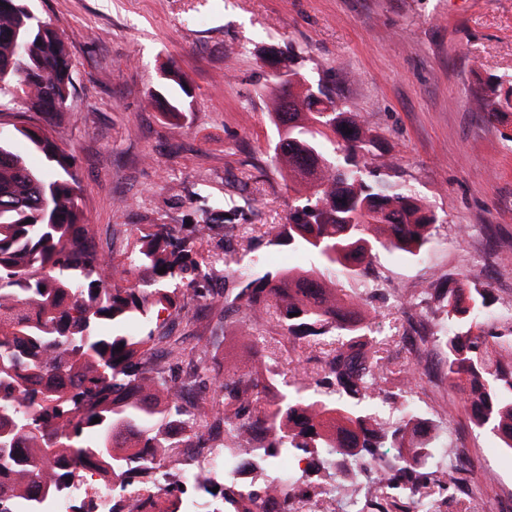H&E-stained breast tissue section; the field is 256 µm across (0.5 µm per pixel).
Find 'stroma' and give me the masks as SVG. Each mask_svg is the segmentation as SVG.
<instances>
[{
	"label": "stroma",
	"mask_w": 512,
	"mask_h": 512,
	"mask_svg": "<svg viewBox=\"0 0 512 512\" xmlns=\"http://www.w3.org/2000/svg\"><path fill=\"white\" fill-rule=\"evenodd\" d=\"M36 13L69 36L74 90L53 135L82 176L83 208L98 250L123 257L144 224H193L202 212H241L232 239L204 237L202 252L232 253L213 268V284L233 297L240 272L315 266L308 254L251 247L265 224L285 223L301 195L289 190L273 158L277 133L269 94L271 59L292 62L325 85L378 137L375 159L391 180L436 216L416 256L381 252L370 272L331 279L361 297L360 311L395 364L421 359L416 388L441 443L469 467L445 512H502L512 496V450L475 427L461 393L443 378L442 350L418 351L402 335L394 293L412 295L448 276L490 289L482 318L503 331L512 311V112L492 117L474 104L479 83L512 80V0H32ZM177 69L190 92L167 81ZM183 100L174 119L150 102L153 92ZM36 115L21 104L0 108V140L26 163L42 156L17 131ZM386 289L387 299L371 296ZM240 313L200 301L178 324L191 353L178 373L221 365L253 366L265 347L281 380L296 390L298 370H316L318 348L292 346L278 326L241 331Z\"/></svg>",
	"instance_id": "35a3bbf8"
}]
</instances>
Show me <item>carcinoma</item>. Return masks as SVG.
Listing matches in <instances>:
<instances>
[{
    "instance_id": "carcinoma-1",
    "label": "carcinoma",
    "mask_w": 512,
    "mask_h": 512,
    "mask_svg": "<svg viewBox=\"0 0 512 512\" xmlns=\"http://www.w3.org/2000/svg\"><path fill=\"white\" fill-rule=\"evenodd\" d=\"M282 70L274 156L288 188L305 196L261 240L313 255L320 267L244 272L230 307L249 330L274 315L292 343L321 347L320 369L303 371L314 394L306 401L281 392L267 366L175 378L169 363L186 355L180 337L128 330L159 310L169 322L180 318L196 297L218 302L196 243L206 233L233 235L237 214L221 224L204 215L190 227L144 224L120 266L99 252L80 206L76 158L51 132L73 89L68 38L32 16L26 0H0V101L31 104L39 123L19 133L48 168L37 174L0 144V512L15 500L41 512L85 470L129 481L177 443L173 427L202 450L224 438L228 467L258 450L272 466L306 462L247 497L226 486L216 494L210 480L199 485L220 496L212 512H267V488L279 512H302L323 497L336 503L333 512H439L449 482L462 479L457 457L430 456L440 433L415 401L416 364L389 368L355 300L324 280L338 266L363 276L379 249L419 254L436 217L387 179L388 165L373 164L376 136L356 113L293 66ZM476 98L482 112H512V80L489 79ZM328 105L335 112L326 115ZM397 306L408 317L419 307L440 314L437 331H418L420 346L443 349L444 379L463 391L471 423L512 449V354L496 349L512 336L477 328L491 306L487 289L439 278ZM203 388L218 395L208 412L187 400ZM178 477L168 471L167 485L128 512H181Z\"/></svg>"
}]
</instances>
